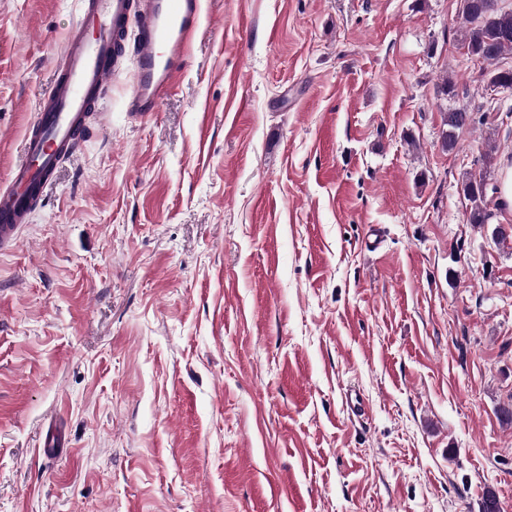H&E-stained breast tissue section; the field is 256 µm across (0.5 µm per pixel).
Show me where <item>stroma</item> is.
I'll return each mask as SVG.
<instances>
[{
  "mask_svg": "<svg viewBox=\"0 0 512 512\" xmlns=\"http://www.w3.org/2000/svg\"><path fill=\"white\" fill-rule=\"evenodd\" d=\"M203 10L156 115L124 69L0 249V512H512V53L461 0ZM76 18L0 0V181ZM469 10L463 12L466 29L463 42L469 54L493 63L512 52V11L486 10L489 0H469ZM448 115H454L456 117L461 118L464 121V124L459 125H453L448 123ZM482 116H479L478 118L476 115L474 116V111H468L465 108H456L451 109L448 112H445L443 114V130H442V138H443V144L446 148H453L456 139H457V131L462 129L466 125H470L471 123H476L481 121ZM485 181L483 179L469 178L463 182V192L465 197L472 202L469 221L473 224H484L489 219L485 202Z\"/></svg>",
  "mask_w": 512,
  "mask_h": 512,
  "instance_id": "1",
  "label": "stroma"
}]
</instances>
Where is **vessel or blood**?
Instances as JSON below:
<instances>
[{
  "mask_svg": "<svg viewBox=\"0 0 512 512\" xmlns=\"http://www.w3.org/2000/svg\"><path fill=\"white\" fill-rule=\"evenodd\" d=\"M202 0H78V14L23 134L22 156L0 181V245H9L64 161L96 132L100 106L125 59L135 63L130 116L158 112L202 21Z\"/></svg>",
  "mask_w": 512,
  "mask_h": 512,
  "instance_id": "1",
  "label": "vessel or blood"
}]
</instances>
